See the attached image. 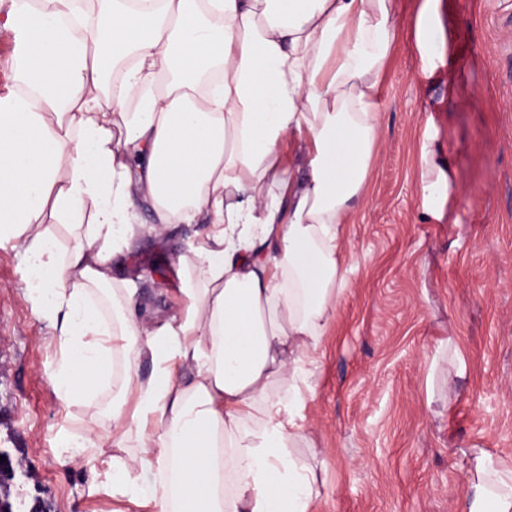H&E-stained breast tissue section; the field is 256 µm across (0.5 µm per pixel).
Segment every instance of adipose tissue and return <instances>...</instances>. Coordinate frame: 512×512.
Segmentation results:
<instances>
[{
    "mask_svg": "<svg viewBox=\"0 0 512 512\" xmlns=\"http://www.w3.org/2000/svg\"><path fill=\"white\" fill-rule=\"evenodd\" d=\"M49 2L11 0L25 44L0 97V246L19 249L54 315L59 397L88 406L112 385L113 429L96 445L138 439L106 492L146 512H309L296 416L347 284L343 226L377 146L395 0H95L88 14ZM440 28L439 0H421L408 38L427 77L444 64ZM286 140L303 166L285 164ZM431 153L422 138V208L437 218L450 184ZM142 201L153 231L204 225L177 259L183 310L151 325L112 277ZM105 286L124 307L113 327L94 297ZM473 472L469 512H512V469L484 452Z\"/></svg>",
    "mask_w": 512,
    "mask_h": 512,
    "instance_id": "1",
    "label": "adipose tissue"
}]
</instances>
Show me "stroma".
<instances>
[{"mask_svg":"<svg viewBox=\"0 0 512 512\" xmlns=\"http://www.w3.org/2000/svg\"><path fill=\"white\" fill-rule=\"evenodd\" d=\"M453 82L424 80L400 39L378 100L369 190L346 229L348 285L301 410L314 466L311 512H468L469 461L512 467V0H440ZM430 129L453 192L421 209L417 140ZM199 230L142 231L114 266L132 278L144 321L183 306L174 268ZM64 347L28 293L26 264L0 247V448L29 472L27 503L48 512H140L96 492L124 448L84 446L112 429L97 408L63 402Z\"/></svg>","mask_w":512,"mask_h":512,"instance_id":"35a3bbf8","label":"stroma"}]
</instances>
